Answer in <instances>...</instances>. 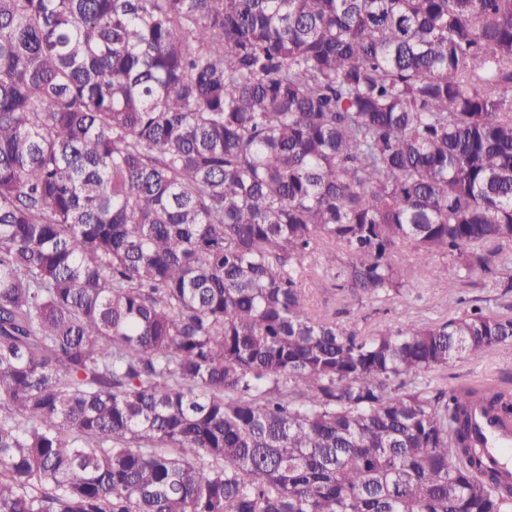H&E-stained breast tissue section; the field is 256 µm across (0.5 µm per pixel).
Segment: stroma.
I'll list each match as a JSON object with an SVG mask.
<instances>
[{"instance_id":"1","label":"stroma","mask_w":512,"mask_h":512,"mask_svg":"<svg viewBox=\"0 0 512 512\" xmlns=\"http://www.w3.org/2000/svg\"><path fill=\"white\" fill-rule=\"evenodd\" d=\"M436 277L424 286L411 287L404 295L366 301L357 305L335 298L328 307L337 323L365 334L377 324L406 329L430 321H442L462 311V300L501 314L512 313V298L503 293L500 276L478 274L459 277L448 258L434 260ZM437 378L448 387L490 384L512 391V342L496 350L468 356L439 371Z\"/></svg>"}]
</instances>
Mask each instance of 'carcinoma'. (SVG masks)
<instances>
[{"mask_svg":"<svg viewBox=\"0 0 512 512\" xmlns=\"http://www.w3.org/2000/svg\"><path fill=\"white\" fill-rule=\"evenodd\" d=\"M512 0H0V512H512L432 374L511 261ZM435 279L425 286L408 288L404 295L364 301L362 305L349 300L331 299L330 313L336 322L361 334L377 324L391 323L406 329L430 321H442L462 312L461 299L477 300V304L497 313L512 315V297L503 296L502 276L477 274L461 278L446 257L434 259Z\"/></svg>","mask_w":512,"mask_h":512,"instance_id":"obj_1","label":"carcinoma"}]
</instances>
